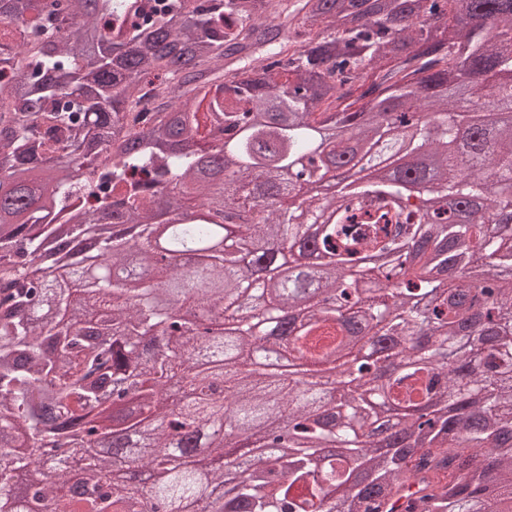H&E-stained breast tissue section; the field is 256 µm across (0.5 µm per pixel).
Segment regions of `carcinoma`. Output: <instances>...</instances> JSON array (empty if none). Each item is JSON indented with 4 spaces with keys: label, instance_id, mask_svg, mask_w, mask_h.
<instances>
[{
    "label": "carcinoma",
    "instance_id": "1",
    "mask_svg": "<svg viewBox=\"0 0 512 512\" xmlns=\"http://www.w3.org/2000/svg\"><path fill=\"white\" fill-rule=\"evenodd\" d=\"M506 72L512 0H0V512L512 508V121L467 162L456 135L512 112ZM381 141L398 178L282 207ZM164 208L204 214L174 251L224 235L203 273L158 258ZM278 241L326 268L260 287ZM131 262L148 286L108 278ZM203 304L239 319L202 354L176 307ZM300 311L298 337L364 323L407 369L333 392L225 370ZM222 418L242 457L269 421L288 447L239 476Z\"/></svg>",
    "mask_w": 512,
    "mask_h": 512
}]
</instances>
